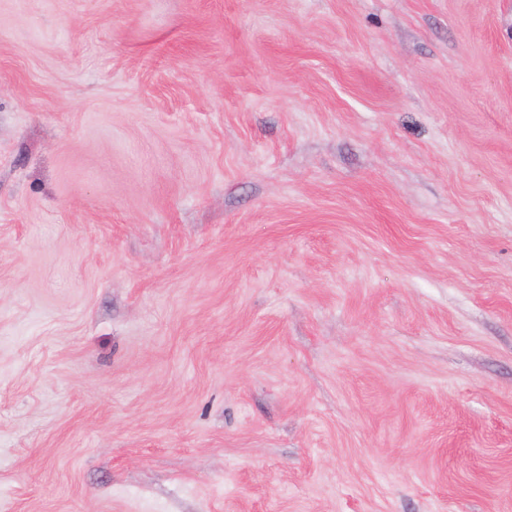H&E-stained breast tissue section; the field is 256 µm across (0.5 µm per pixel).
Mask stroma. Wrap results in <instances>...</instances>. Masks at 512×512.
<instances>
[{
	"mask_svg": "<svg viewBox=\"0 0 512 512\" xmlns=\"http://www.w3.org/2000/svg\"><path fill=\"white\" fill-rule=\"evenodd\" d=\"M0 512H512V0H0Z\"/></svg>",
	"mask_w": 512,
	"mask_h": 512,
	"instance_id": "obj_1",
	"label": "stroma"
}]
</instances>
